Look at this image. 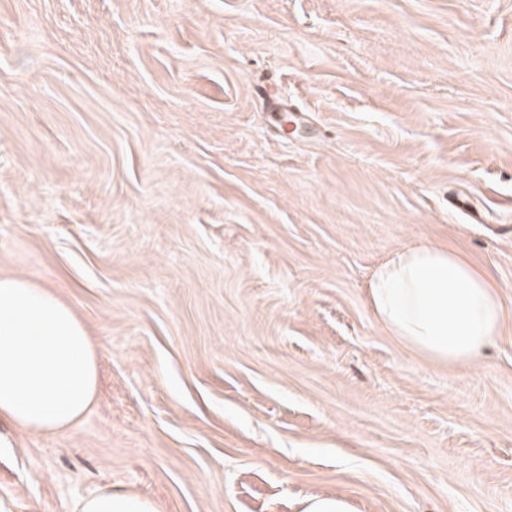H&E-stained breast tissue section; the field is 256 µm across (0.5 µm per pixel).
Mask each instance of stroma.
I'll return each instance as SVG.
<instances>
[{"mask_svg": "<svg viewBox=\"0 0 512 512\" xmlns=\"http://www.w3.org/2000/svg\"><path fill=\"white\" fill-rule=\"evenodd\" d=\"M415 240L499 286L480 369L375 319ZM1 270L101 345L13 512H512V0H0ZM70 512H160L147 499L123 491L104 488L82 497L71 505Z\"/></svg>", "mask_w": 512, "mask_h": 512, "instance_id": "1", "label": "stroma"}]
</instances>
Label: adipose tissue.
<instances>
[{
    "label": "adipose tissue",
    "mask_w": 512,
    "mask_h": 512,
    "mask_svg": "<svg viewBox=\"0 0 512 512\" xmlns=\"http://www.w3.org/2000/svg\"><path fill=\"white\" fill-rule=\"evenodd\" d=\"M368 301L385 333L408 353L448 366L476 367L500 338L505 311L497 286L463 253L415 242L374 270ZM100 346L87 322L54 289L0 272V430L53 435L95 404ZM71 512H159L151 501L104 488Z\"/></svg>",
    "instance_id": "1"
}]
</instances>
